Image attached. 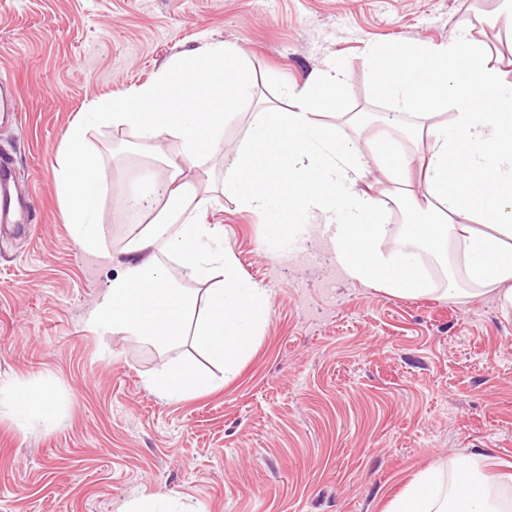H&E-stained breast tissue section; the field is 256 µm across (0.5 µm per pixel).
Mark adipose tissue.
Here are the masks:
<instances>
[{"mask_svg": "<svg viewBox=\"0 0 512 512\" xmlns=\"http://www.w3.org/2000/svg\"><path fill=\"white\" fill-rule=\"evenodd\" d=\"M369 61L376 93L409 123L386 119L376 130L361 123L354 135L336 134L318 116L341 101L346 74L313 71L303 84L287 86L288 111L268 101L251 112L245 137L224 161L225 197L273 219L277 238L313 212L337 215L338 266L394 296L433 295L422 254L444 259L456 249L465 279L496 293L502 313L512 314V80L473 38L379 46ZM252 90L242 51L221 42L172 58L151 82L96 104L93 114L138 127L144 151L174 139L181 152L162 184L164 205L126 246L122 270L91 323L157 344L176 343L191 327L198 352L228 377L260 334L270 298L240 277L231 248L219 244L223 227L197 222L208 199L183 179L182 167L223 151L216 131ZM440 108L451 111V121H436ZM82 141L83 129L75 127L59 153L57 181L79 246L100 253L104 232L95 213L107 184ZM372 169L402 192V228L387 223L383 199L363 188ZM390 238L398 242L393 253L382 249ZM170 254L205 289L175 287L164 262ZM147 385L176 401L216 388L186 363L163 367ZM0 395L9 415L29 427H52L61 405L45 385L7 382ZM387 512H512V485L490 487L471 458L458 457L419 472Z\"/></svg>", "mask_w": 512, "mask_h": 512, "instance_id": "adipose-tissue-1", "label": "adipose tissue"}]
</instances>
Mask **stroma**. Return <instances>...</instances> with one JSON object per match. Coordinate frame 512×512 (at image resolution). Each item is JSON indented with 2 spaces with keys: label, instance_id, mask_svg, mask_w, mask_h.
Returning a JSON list of instances; mask_svg holds the SVG:
<instances>
[{
  "label": "stroma",
  "instance_id": "stroma-1",
  "mask_svg": "<svg viewBox=\"0 0 512 512\" xmlns=\"http://www.w3.org/2000/svg\"><path fill=\"white\" fill-rule=\"evenodd\" d=\"M467 37L512 52V11L502 0H0V76L22 102L19 124L0 125V154L35 219L26 236L0 235V377L62 399L48 429L0 414V512H122L142 493L161 495L163 512H385L446 459L487 460L491 477L512 467V316L496 294L446 297L440 278L438 294L397 297L353 281L323 214L273 242L264 219L221 196V158L185 169L216 198L196 219L223 227L241 276L270 294L238 374L202 359L191 335L160 349L88 321L125 246L127 197L180 152L168 140L144 153L137 128L89 119L93 104L229 42L257 98L344 68L347 95L319 120L350 135V114L392 111L373 92L370 45ZM78 122L109 186L96 209L103 254L75 242L56 185ZM174 361L220 388L158 397L146 381Z\"/></svg>",
  "mask_w": 512,
  "mask_h": 512
}]
</instances>
